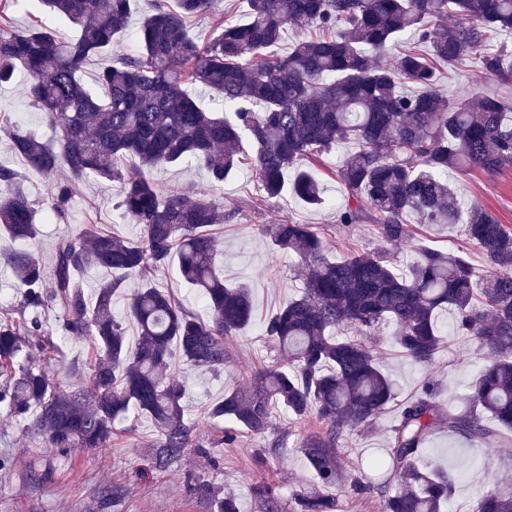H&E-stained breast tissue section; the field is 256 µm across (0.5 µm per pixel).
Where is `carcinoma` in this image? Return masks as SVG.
<instances>
[{"mask_svg":"<svg viewBox=\"0 0 512 512\" xmlns=\"http://www.w3.org/2000/svg\"><path fill=\"white\" fill-rule=\"evenodd\" d=\"M37 2L73 24L76 35L60 41L42 22L18 30L11 18L18 0H0V86L23 73L26 96L51 136L25 132L6 114L0 132L25 169L51 179L56 214L81 182L117 181L121 215L140 234L130 241L78 229L56 243L45 269L27 248L39 229L23 174L0 163V183L8 187L0 195V231L22 244L5 261L23 288L17 312L0 316V403L45 447L62 450L109 448L115 422L145 416L156 428L152 465L166 469L195 439L185 387L167 367L180 359L222 372L224 340L254 314L248 287L224 284L216 265L209 227L224 220V205L164 192L149 172L195 162L222 182L246 158L261 197L277 199L298 161L351 143L336 169L346 194L338 223L369 221L380 240L409 246L415 260L402 266L395 253L380 250L331 261L310 225H265L272 249L298 258L304 287L262 324L277 364L254 371L249 386L224 391L207 417L229 423L230 443L238 431L268 433L273 410L285 411L306 427L300 450L318 479L317 490L296 491L297 512H334L326 489L341 478L339 440L370 428L396 398L365 338L389 323L400 351L428 368L445 338L438 314L450 309L453 330L474 337L489 358L463 397L465 408L444 410L427 382L402 405L387 456L368 463L384 481H350L356 494H379L383 512H444L456 474L416 464L433 427L489 446L512 431V231L482 208L465 206L448 183L450 169L495 173L512 163V101L477 91L445 98L438 70L469 58L482 73L511 79L512 52L488 43L495 33H512V0H247L243 22L224 16L221 0H174L172 7L155 0L134 52L117 40L134 0ZM205 14L213 31L201 39L187 23ZM290 23L315 35L283 55ZM404 37L415 46L384 61L388 46ZM98 55L108 60L91 88L81 73ZM195 88L218 97L220 109L203 108ZM59 171L66 178L53 180ZM290 192L311 207L325 204L308 169L296 171ZM411 217L460 226L487 273L478 275L463 250L420 244ZM175 257L182 280L203 300L204 318L156 282ZM91 267L113 277L89 301L78 276ZM132 273L142 284L120 321L112 300ZM45 309L62 314L65 335L91 345L90 359L70 364L76 379L65 388L46 369L20 363L35 352L47 365L62 357L36 317ZM349 329L360 337L342 335ZM258 495L266 512H281L272 487ZM471 512H512V483H490Z\"/></svg>","mask_w":512,"mask_h":512,"instance_id":"obj_1","label":"carcinoma"}]
</instances>
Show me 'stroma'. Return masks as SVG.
<instances>
[{"instance_id":"stroma-1","label":"stroma","mask_w":512,"mask_h":512,"mask_svg":"<svg viewBox=\"0 0 512 512\" xmlns=\"http://www.w3.org/2000/svg\"><path fill=\"white\" fill-rule=\"evenodd\" d=\"M438 85L449 97L473 89L512 98V82L502 83L478 72L475 63L463 60L441 67ZM25 80L17 78L0 88V113L9 115L26 131L43 130L39 112L24 93ZM339 150L324 155L316 170L325 188V207L315 209L291 194L256 205V179L249 166H241L224 182L210 179L194 163L154 169L151 177L165 191L205 194L234 209V216L213 225L211 233L219 249V263L230 284H246L252 290L254 325L226 343L227 361L218 374L202 373L187 365L175 371L186 383L188 416L196 424V445L173 461L167 470L149 469L155 429L147 418L128 417L118 424V434L108 450L76 448L67 453L44 447L41 438L27 432L23 422L0 408V512H217V494L236 496L239 512H264L257 490L269 485L277 489L282 512H293V493L315 486L317 478L301 453V428L282 410L273 412L271 433L255 436L239 433L233 444H225L221 430L206 416V407L220 400L225 388L242 385L252 370L275 364L276 353L258 324L275 313L288 299L298 295L303 281L295 274L297 259L272 253L262 234L266 224L292 220L311 225L324 236L328 250L343 256L353 250L381 248L374 224L343 226L336 222V210L345 202L342 186L330 172L339 160ZM448 178L463 190L466 201L484 207L499 223L512 227V165L487 174L450 171ZM25 183L36 202L41 225L37 251L43 264H50L60 237L75 228L105 231L129 240L138 228L125 221L119 209L118 183L87 180L73 192L65 218L50 210L46 195L47 178L26 172ZM40 319L55 331L64 361L49 370L60 386L71 382L68 363L86 359L88 343L59 331L56 311H45ZM451 312L439 315L448 328ZM393 329L381 327L370 339L380 367L398 383V393L367 431L347 433L338 443L343 478L330 493L337 500L336 512H381L377 494L354 495L349 489L353 477L370 479L371 459L384 456L392 440V427L404 402L415 396L426 381H433L443 406L461 407L467 387L487 362L481 346L470 337L449 330L431 368L408 360L392 340ZM285 437V448L269 455L265 466L253 458L273 437ZM423 460L433 467L453 469L458 474L448 512H467L484 487L504 475H512V439L491 447L435 428L428 436ZM209 483L214 495H202L198 486Z\"/></svg>"}]
</instances>
